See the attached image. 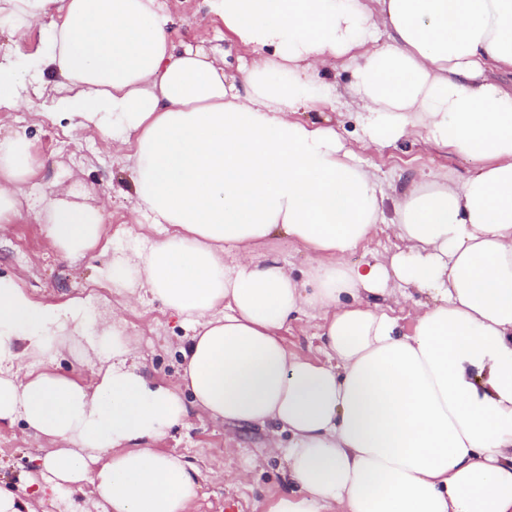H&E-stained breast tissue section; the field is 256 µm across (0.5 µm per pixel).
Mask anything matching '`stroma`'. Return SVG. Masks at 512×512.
Segmentation results:
<instances>
[{
	"instance_id": "obj_1",
	"label": "stroma",
	"mask_w": 512,
	"mask_h": 512,
	"mask_svg": "<svg viewBox=\"0 0 512 512\" xmlns=\"http://www.w3.org/2000/svg\"><path fill=\"white\" fill-rule=\"evenodd\" d=\"M174 18L170 37L174 44L211 45L223 32V20L211 13L207 0H165ZM57 94L53 81H45L28 101L14 109L0 110V130L25 134L38 159L29 183L34 194L63 189L78 194V202L105 204L108 221L126 224L130 234L111 239V246L128 248L142 238L158 239L160 232L135 213L129 202L131 183L123 153L96 129L79 133L50 119ZM361 156L381 181L404 185L423 172H446L461 182L473 175L475 162L419 140L387 147L370 146ZM25 239L26 254H17L13 243ZM106 255L92 252L77 262L58 256L49 243L42 220L23 213L16 223L0 227V275L19 279L22 288L46 304L72 297L90 301L102 319L112 317L115 294L92 295L95 271ZM129 336L137 340L149 375L174 383L178 380L179 349L187 334L176 318L157 301L132 303L121 313ZM266 435L257 427L218 424L190 417L171 431L158 447L180 454L201 475L202 489L188 512H269L285 490L287 480L276 459L265 454ZM38 443L27 438L22 425L0 427V478L18 487L40 479Z\"/></svg>"
}]
</instances>
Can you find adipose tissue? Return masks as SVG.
<instances>
[{
  "label": "adipose tissue",
  "instance_id": "obj_1",
  "mask_svg": "<svg viewBox=\"0 0 512 512\" xmlns=\"http://www.w3.org/2000/svg\"><path fill=\"white\" fill-rule=\"evenodd\" d=\"M252 52L170 39L163 0H0L15 42L53 10L49 51L0 54V108L54 77L59 119L128 154L133 210L167 236L113 251L97 280L161 301L191 334L180 382L152 379L120 320L84 298L34 300L0 276V424L54 441L36 496L0 485V512H185L201 475L157 450L191 411L266 429L288 480L269 512H512V0H208ZM352 74L361 141L423 139L476 161L461 183L429 172L396 196L330 119L324 76ZM37 158L0 134V224L22 208L77 260L102 245L104 207L28 198ZM400 250L348 256L377 225ZM315 255L303 277L266 253ZM431 302L404 329L384 301ZM322 314L320 358L288 350ZM85 341L94 385L44 370ZM89 500H81V493ZM267 250L278 256L288 266L289 270L299 276L300 271L305 269L314 257L304 247L289 241L285 237L271 240Z\"/></svg>",
  "mask_w": 512,
  "mask_h": 512
}]
</instances>
